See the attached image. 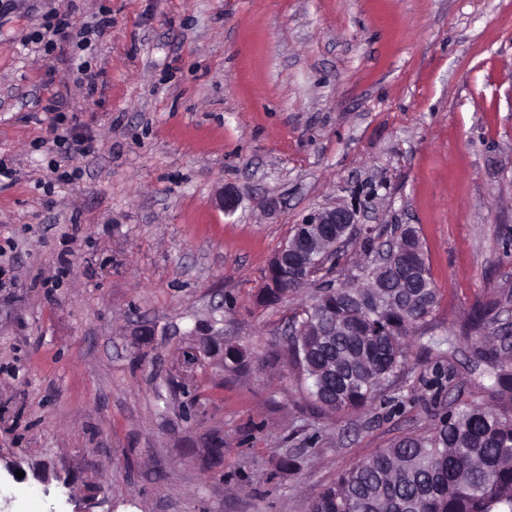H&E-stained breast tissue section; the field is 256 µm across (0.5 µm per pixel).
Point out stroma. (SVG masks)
<instances>
[{
  "label": "stroma",
  "mask_w": 512,
  "mask_h": 512,
  "mask_svg": "<svg viewBox=\"0 0 512 512\" xmlns=\"http://www.w3.org/2000/svg\"><path fill=\"white\" fill-rule=\"evenodd\" d=\"M103 12L89 50L38 55L53 14ZM53 100L92 138L67 181ZM336 204L358 230L332 280L409 224L439 305L435 346L328 416L285 356L313 288L254 301ZM478 307L512 331V0H0V512H305L491 403Z\"/></svg>",
  "instance_id": "stroma-1"
}]
</instances>
